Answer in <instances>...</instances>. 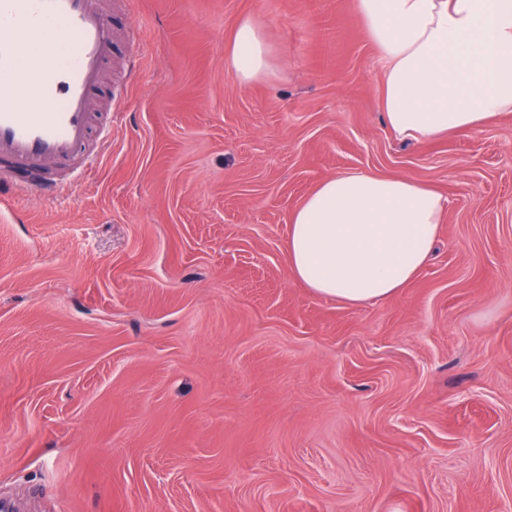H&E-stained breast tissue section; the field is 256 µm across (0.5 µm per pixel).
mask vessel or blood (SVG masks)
Wrapping results in <instances>:
<instances>
[{
  "label": "vessel or blood",
  "instance_id": "b4317fda",
  "mask_svg": "<svg viewBox=\"0 0 512 512\" xmlns=\"http://www.w3.org/2000/svg\"><path fill=\"white\" fill-rule=\"evenodd\" d=\"M102 0H0V180L52 194V172L90 173V99L113 54ZM41 62V107L20 105L27 58Z\"/></svg>",
  "mask_w": 512,
  "mask_h": 512
}]
</instances>
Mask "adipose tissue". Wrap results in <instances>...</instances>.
Returning a JSON list of instances; mask_svg holds the SVG:
<instances>
[{
    "mask_svg": "<svg viewBox=\"0 0 512 512\" xmlns=\"http://www.w3.org/2000/svg\"><path fill=\"white\" fill-rule=\"evenodd\" d=\"M384 70L381 109L399 140L478 130L512 112V0H355ZM236 81L268 75L252 17L225 46ZM447 199L412 179L350 171L321 181L293 212L288 272L317 296L362 306L395 297L439 235Z\"/></svg>",
    "mask_w": 512,
    "mask_h": 512,
    "instance_id": "ef3b65f1",
    "label": "adipose tissue"
}]
</instances>
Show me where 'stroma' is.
<instances>
[{"instance_id": "1", "label": "stroma", "mask_w": 512, "mask_h": 512, "mask_svg": "<svg viewBox=\"0 0 512 512\" xmlns=\"http://www.w3.org/2000/svg\"><path fill=\"white\" fill-rule=\"evenodd\" d=\"M98 162L0 193V498L33 512H512V112L403 143L355 0H114ZM266 78L224 64L237 21ZM365 170L448 200L350 306L288 273L294 210ZM224 61L240 85L268 75L270 49L260 24L250 16L241 18L225 46Z\"/></svg>"}]
</instances>
